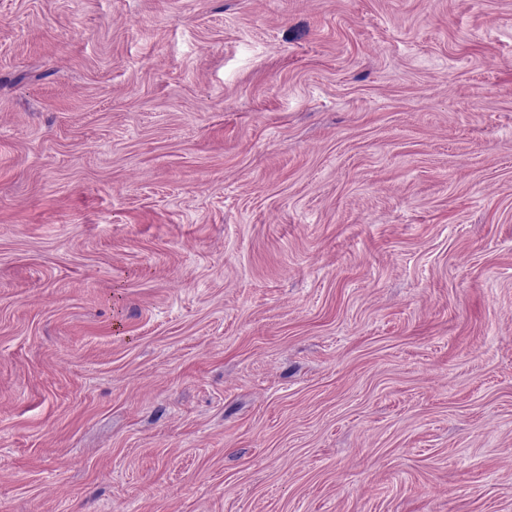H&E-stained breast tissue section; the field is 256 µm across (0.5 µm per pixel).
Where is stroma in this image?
Instances as JSON below:
<instances>
[{"instance_id": "stroma-1", "label": "stroma", "mask_w": 512, "mask_h": 512, "mask_svg": "<svg viewBox=\"0 0 512 512\" xmlns=\"http://www.w3.org/2000/svg\"><path fill=\"white\" fill-rule=\"evenodd\" d=\"M0 512H512V0H0Z\"/></svg>"}]
</instances>
